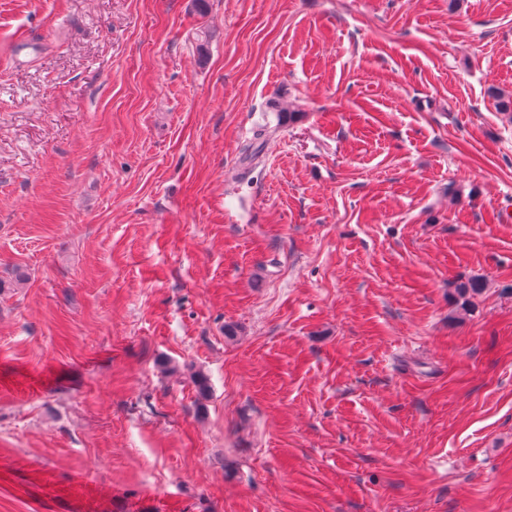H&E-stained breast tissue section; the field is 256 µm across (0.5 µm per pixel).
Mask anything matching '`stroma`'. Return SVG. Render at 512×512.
<instances>
[{
    "label": "stroma",
    "mask_w": 512,
    "mask_h": 512,
    "mask_svg": "<svg viewBox=\"0 0 512 512\" xmlns=\"http://www.w3.org/2000/svg\"><path fill=\"white\" fill-rule=\"evenodd\" d=\"M496 90L512 0H0V512H512Z\"/></svg>",
    "instance_id": "stroma-1"
}]
</instances>
